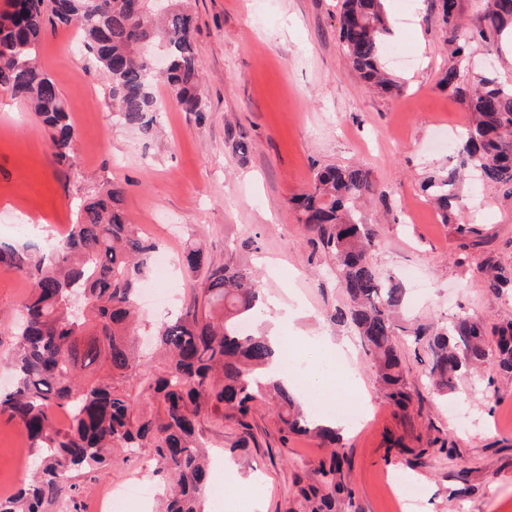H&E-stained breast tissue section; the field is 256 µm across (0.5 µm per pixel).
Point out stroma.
I'll return each mask as SVG.
<instances>
[{"mask_svg":"<svg viewBox=\"0 0 512 512\" xmlns=\"http://www.w3.org/2000/svg\"><path fill=\"white\" fill-rule=\"evenodd\" d=\"M203 76L204 120L168 102L161 129L125 126L112 112L110 80L76 44L77 31L46 25L39 63L57 83L73 127L74 164L59 165L50 133L26 102L0 89V243L41 247L66 233L78 206L103 184L125 186L123 206L133 224L170 253L164 272L166 309H142L141 336L151 337L165 310L190 305L201 276L181 263L191 243L209 260L254 270L263 297L280 299L290 333L330 340L345 373L363 384L371 408L347 424L336 478L349 489L335 512H403L408 491L418 512H512V376L494 364L464 374L456 392L430 386L425 344L398 337L396 346L413 395L407 411L385 398L373 358L348 323L339 272L330 252L313 245L297 221L296 196L315 169L360 165L373 195L361 202L378 245L371 263L400 281L408 318L442 327L459 313L491 323L512 322V283L492 291L483 262L512 271V188L464 184L478 235L462 238L442 223L425 189L455 160L449 142L469 114L440 87L452 63L440 0H386L393 34L388 45L411 64L391 66L402 85L385 94L351 71L338 42L341 0H186ZM498 74L512 85V48L476 45L468 78ZM246 142L239 153L237 142ZM29 284L0 269V387L12 381V329ZM211 461L230 466L238 512H295L301 492L320 484L330 450L311 435L282 437L269 406L246 425L225 419L203 428ZM26 437L0 414V496L33 472ZM155 460H133L77 476L73 499L49 512H92L108 486L133 480L158 485Z\"/></svg>","mask_w":512,"mask_h":512,"instance_id":"35a3bbf8","label":"stroma"}]
</instances>
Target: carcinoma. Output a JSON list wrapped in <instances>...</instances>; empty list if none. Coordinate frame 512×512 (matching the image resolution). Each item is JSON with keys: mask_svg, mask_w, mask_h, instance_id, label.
Listing matches in <instances>:
<instances>
[{"mask_svg": "<svg viewBox=\"0 0 512 512\" xmlns=\"http://www.w3.org/2000/svg\"><path fill=\"white\" fill-rule=\"evenodd\" d=\"M168 10L140 18L133 0H7L0 12V87L28 101L51 133L50 148L61 165H72L73 131L58 88L39 66V39L45 22L74 26L89 59L111 82L112 112L125 125L146 133L165 111L155 93L167 94L184 112L204 119L201 72L192 17L181 0ZM484 23L466 29L458 0H441L442 24L451 57L441 86L461 99L471 118L454 144L457 164L429 179L442 223L456 232L474 228L468 203L458 192L462 176L487 187L512 186V87L483 76L467 86L471 47L491 43L512 28V0H484ZM390 34L384 0H343L338 40L353 71L369 87L398 88L382 55ZM125 187L107 185L83 207L81 222L48 251L0 245V269L33 282L22 303V320L12 356L13 385L0 390V413L22 426L32 448L35 473L27 485L0 499V512H46L71 490L76 474L110 462H128L149 449L168 486L160 512H204L207 467L204 423L224 426V410L240 420L257 402L271 397L284 434L313 433L333 445L336 432L315 424L288 387L272 377L273 349L263 334H246L241 324L256 312L260 292L253 272L226 262L214 265L200 247L186 255L189 270L204 271L202 295L182 314L158 326L159 359L139 355L136 299L158 244L129 222L122 203ZM373 193L369 172L359 166L319 168L298 197V220L317 233L340 274L350 322L377 364L386 397L404 409L412 394L396 347V336L427 338L428 377L439 393L456 389L466 370L495 358L512 373V323L486 330L468 315L427 335L407 325L399 310L404 289L375 270L369 252L375 229L361 221L360 201ZM508 277L487 262L486 287L496 291ZM70 419L56 423L57 411ZM342 484L309 503L306 512H330Z\"/></svg>", "mask_w": 512, "mask_h": 512, "instance_id": "cac0c4a2", "label": "carcinoma"}]
</instances>
